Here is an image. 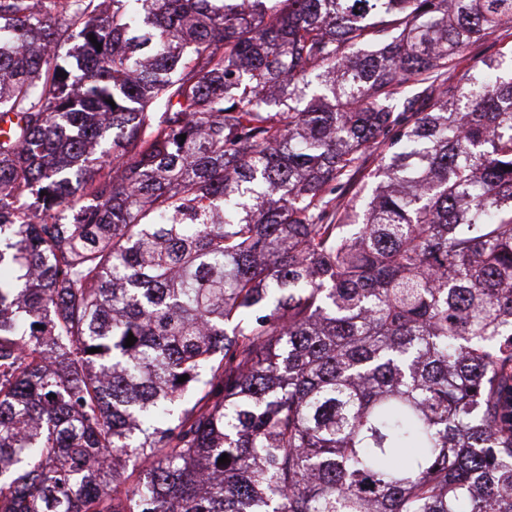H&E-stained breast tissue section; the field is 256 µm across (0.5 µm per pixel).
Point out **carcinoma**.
Here are the masks:
<instances>
[{
	"label": "carcinoma",
	"instance_id": "1",
	"mask_svg": "<svg viewBox=\"0 0 512 512\" xmlns=\"http://www.w3.org/2000/svg\"><path fill=\"white\" fill-rule=\"evenodd\" d=\"M505 26L0 0V512H512ZM498 32L490 34L484 40L470 47L467 54L460 62L454 73V81L467 82V79L476 73L481 66V60L488 56H498L497 51L503 44L498 37Z\"/></svg>",
	"mask_w": 512,
	"mask_h": 512
}]
</instances>
